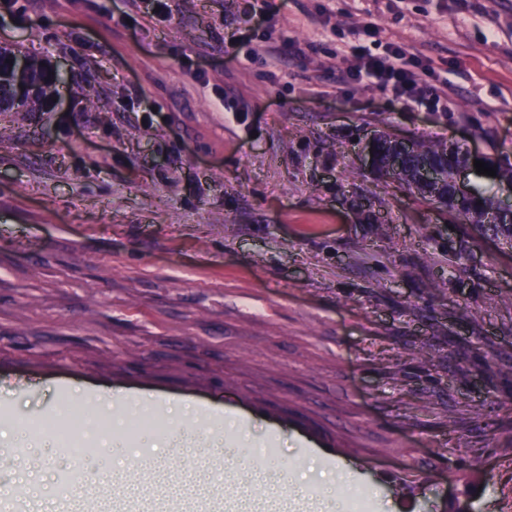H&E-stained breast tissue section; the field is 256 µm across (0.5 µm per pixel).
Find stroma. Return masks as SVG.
<instances>
[{"label": "stroma", "instance_id": "1", "mask_svg": "<svg viewBox=\"0 0 512 512\" xmlns=\"http://www.w3.org/2000/svg\"><path fill=\"white\" fill-rule=\"evenodd\" d=\"M15 0L0 43L59 62L52 112H0V457L39 490L85 421L98 474L182 469L282 512H512V241L365 167L386 132L512 162V0ZM238 37V61L227 48ZM347 46L337 56V42ZM395 43L429 110L343 79ZM339 463L343 477L319 474Z\"/></svg>", "mask_w": 512, "mask_h": 512}]
</instances>
